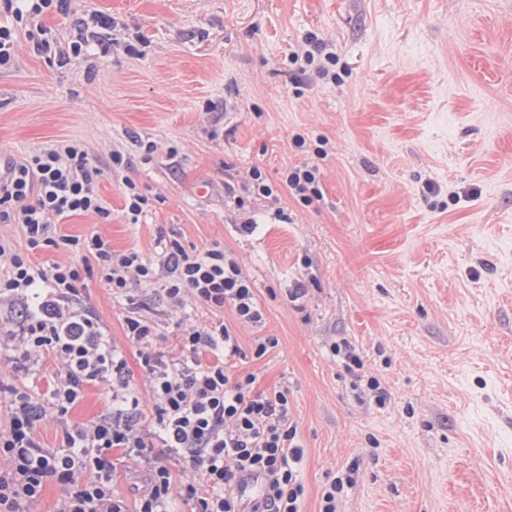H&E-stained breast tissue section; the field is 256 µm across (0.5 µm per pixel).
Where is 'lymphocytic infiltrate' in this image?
Returning <instances> with one entry per match:
<instances>
[{
    "mask_svg": "<svg viewBox=\"0 0 512 512\" xmlns=\"http://www.w3.org/2000/svg\"><path fill=\"white\" fill-rule=\"evenodd\" d=\"M0 12L8 17L0 24L2 70L15 65L18 30L38 51H53L42 19L70 14L71 0H0ZM128 164L122 151L101 161L84 142L66 139L0 167V224L20 225L26 242L21 249L0 243V320L14 322L0 334V346L16 348L28 362L53 357L62 367L46 403L35 402L28 391L9 390V424L0 434V456L9 461L0 468V512H31L50 481L66 488L57 512H171L175 486L153 451L157 445L192 472L183 493L197 502L198 512H301L303 451L288 390L255 391L254 374L235 372L237 362L276 348L278 338L258 337L246 350L225 325L192 321L183 326L176 353L166 356L156 351L155 325L133 293L137 285L153 289L172 307L189 295L213 310H233L243 323L261 324L254 284L237 260L218 244L190 253L173 238L149 259L136 250L115 251L98 234L57 232V224L75 214L109 221L98 183ZM281 182L302 205L322 197L317 166L288 169ZM49 248L78 254L82 262L32 260L33 251ZM93 277L125 303L126 337L148 370L152 435L138 427L140 391L122 352L80 301L79 283ZM91 384L107 386L109 407L87 424L69 425V410ZM48 417L62 432L54 450L36 434L37 421ZM116 448L143 469L144 488L131 503L112 490ZM248 473L261 479V492L249 505L238 491L239 478Z\"/></svg>",
    "mask_w": 512,
    "mask_h": 512,
    "instance_id": "obj_1",
    "label": "lymphocytic infiltrate"
}]
</instances>
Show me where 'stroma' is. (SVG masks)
<instances>
[{
  "mask_svg": "<svg viewBox=\"0 0 512 512\" xmlns=\"http://www.w3.org/2000/svg\"><path fill=\"white\" fill-rule=\"evenodd\" d=\"M72 4L43 17L49 39L66 46L77 20L106 18L107 50L61 66L18 34L16 65L0 71V151L20 159L66 138L102 159L121 150L130 166L98 184L111 220L74 215L59 233L97 232L149 258L173 237L190 252L221 244L264 314L251 326L228 308L144 295L158 352L186 314L224 323L246 349L278 337L239 370L256 390H289L302 512H319L328 477L353 462L340 512H512V0ZM310 35L335 53L333 79L293 64ZM304 164L322 189L309 206L280 184ZM255 167L277 199L247 196ZM127 179L150 199L135 224ZM251 220L256 232L241 233ZM81 301L144 385L122 304L95 279ZM342 340L357 373L329 352ZM59 371L0 350V420L6 387L42 395Z\"/></svg>",
  "mask_w": 512,
  "mask_h": 512,
  "instance_id": "1",
  "label": "stroma"
}]
</instances>
